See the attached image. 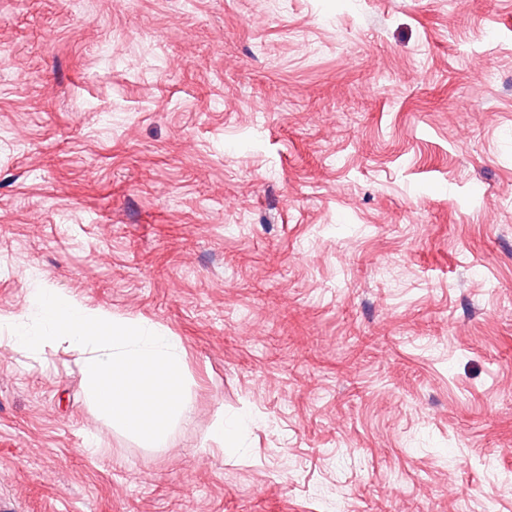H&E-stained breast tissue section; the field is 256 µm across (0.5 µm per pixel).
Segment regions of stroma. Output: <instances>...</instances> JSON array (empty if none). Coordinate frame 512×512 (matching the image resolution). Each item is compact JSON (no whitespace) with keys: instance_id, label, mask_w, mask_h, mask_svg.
Instances as JSON below:
<instances>
[{"instance_id":"1","label":"stroma","mask_w":512,"mask_h":512,"mask_svg":"<svg viewBox=\"0 0 512 512\" xmlns=\"http://www.w3.org/2000/svg\"><path fill=\"white\" fill-rule=\"evenodd\" d=\"M49 287L193 419L0 337L9 512H512V0H0V317Z\"/></svg>"}]
</instances>
